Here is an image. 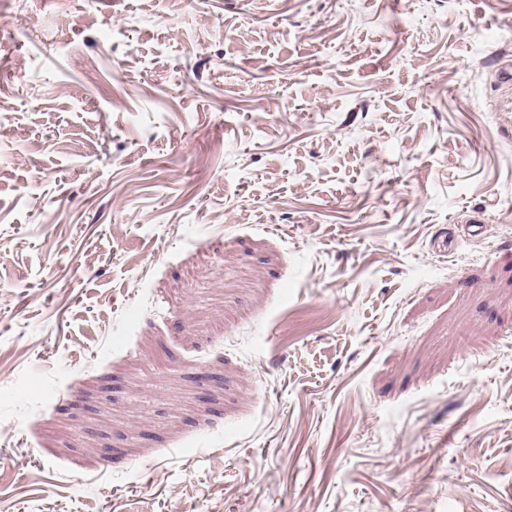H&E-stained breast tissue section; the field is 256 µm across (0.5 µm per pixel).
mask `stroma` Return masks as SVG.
I'll use <instances>...</instances> for the list:
<instances>
[{
    "label": "stroma",
    "instance_id": "obj_1",
    "mask_svg": "<svg viewBox=\"0 0 512 512\" xmlns=\"http://www.w3.org/2000/svg\"><path fill=\"white\" fill-rule=\"evenodd\" d=\"M0 512H512V0H0Z\"/></svg>",
    "mask_w": 512,
    "mask_h": 512
}]
</instances>
